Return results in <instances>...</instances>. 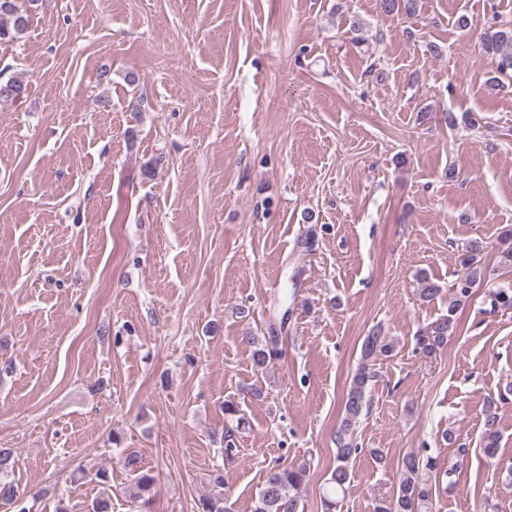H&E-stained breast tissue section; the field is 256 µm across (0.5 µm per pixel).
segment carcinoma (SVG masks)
I'll use <instances>...</instances> for the list:
<instances>
[{
    "mask_svg": "<svg viewBox=\"0 0 512 512\" xmlns=\"http://www.w3.org/2000/svg\"><path fill=\"white\" fill-rule=\"evenodd\" d=\"M417 0H379L382 13L387 16L416 12ZM27 27V17L19 0H0V40L10 37L11 33H20ZM478 48L482 55L491 59L495 65V76L490 82L495 83L504 78L512 80V24L487 22L479 35ZM28 87L21 80H9L0 83V98L20 100L27 95ZM483 243L471 241L461 259L462 270L456 281L448 288V311L417 339L418 348L427 356L436 353L447 342L448 337L457 331L456 314L472 298L474 289L479 287L487 275L483 263ZM419 298L430 302L442 293L436 282L423 275L419 279ZM493 305L504 310L512 309V283L502 285L494 292ZM252 347V362L256 370H264L271 362L282 356L279 336L275 329H270L262 340L253 336L242 338ZM395 351L394 340L375 330L368 334L361 347L362 363L355 373L344 403V415L336 431V467L331 472L323 496L325 512H336L339 498L345 496L351 483L350 459L358 448L353 446L351 436L361 415L366 391L370 382L376 377L370 368V362L378 357H389ZM497 414L486 415L482 433L484 452L489 457L497 454L499 442ZM15 451L12 448H0V505L6 512H30L25 497L19 487L11 480L15 470ZM123 466L133 474L134 486L130 493L132 502L141 503L146 508L151 502V492L156 484V477L143 469L140 459L133 453L122 457ZM401 479L395 496L378 501L374 512H427L431 505V486L428 478H435L449 471H441L439 461L433 456L421 459L407 455L401 462ZM308 477L304 466H281L270 468L267 478L252 501L251 512H299V490Z\"/></svg>",
    "mask_w": 512,
    "mask_h": 512,
    "instance_id": "1",
    "label": "carcinoma"
}]
</instances>
